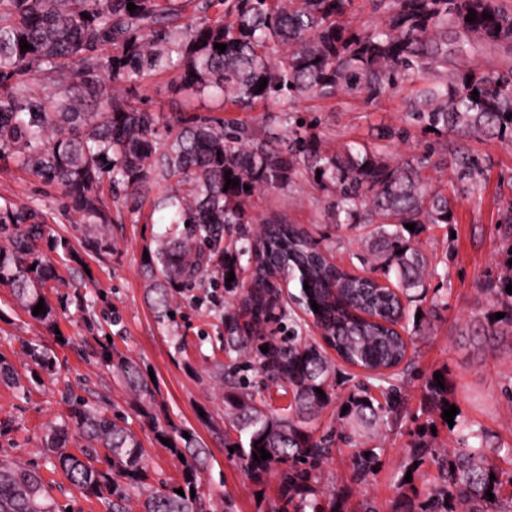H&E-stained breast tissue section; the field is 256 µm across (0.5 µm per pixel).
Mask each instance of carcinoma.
I'll return each mask as SVG.
<instances>
[{"label": "carcinoma", "mask_w": 512, "mask_h": 512, "mask_svg": "<svg viewBox=\"0 0 512 512\" xmlns=\"http://www.w3.org/2000/svg\"><path fill=\"white\" fill-rule=\"evenodd\" d=\"M129 2L136 10H127ZM352 2L0 0V156L61 189L84 228V248L99 255L112 251L109 202H117L122 191L143 197L152 185L164 183L166 193L154 206L179 230L163 236L146 264L158 306L168 308L173 294L195 286L216 259L223 274L234 273L232 285L243 288L238 308L224 313V353L230 358L224 366V450L234 449L230 457L256 484L275 473L274 512H340L336 491L320 486L323 465L335 449L350 447L353 479L367 482L378 453L364 448L362 438L400 415L405 405L402 375L411 337L402 321L406 305L426 292L429 269L426 255L404 235L405 225L418 230L449 224L453 212L448 195L422 174L431 158L445 160L448 146L439 142L422 155L396 161L391 145L407 139L410 129L427 127L512 138V119H506L512 115V70L475 65L448 71L450 57L464 54L472 38L512 41V7L504 0H373L379 18L361 28L349 20ZM471 12L476 16L469 23ZM486 13L492 18H483ZM22 40L33 49H21ZM216 43L227 49L214 48ZM174 69L176 91L219 95L233 112L262 103L274 111L269 122L311 98L374 102L406 85L412 97L403 126L377 127L370 139L331 151L305 120L290 124L281 140L252 121L170 117L129 96L152 75ZM43 73L56 75L57 86L38 85L35 76ZM263 78L267 85L260 91ZM452 167L467 188L482 175L481 161L469 154L456 155ZM228 171L239 181L234 188H225ZM307 180L336 194V210L346 221L371 228L366 274L329 260L285 214L262 221L256 232L248 229L256 223L257 192ZM231 231L243 241L239 256L247 257L245 267L221 247L224 233ZM46 251L80 264L41 210L0 205V283L12 288L29 313L44 301L35 320L52 327L55 307L44 288L57 279V269ZM511 259L512 243L500 272L482 288L504 314L488 324L486 340L498 337L499 325L512 326V294L506 292L512 285ZM379 270L394 282L378 284ZM293 281L299 294L282 297L283 285ZM295 305L312 317L339 359L364 369L342 399L349 410L338 414L334 430L320 433L316 421L335 396L338 370L323 347L303 335V324L293 317ZM286 320L292 322L291 335H266L264 326ZM24 353L46 373L55 370L52 349L28 343ZM95 356L122 374L154 435L169 440L174 456H184L182 482L153 481L138 435L84 403L46 434L43 450L53 465L106 512H127L137 492L146 493L142 512H213L211 499L200 492L205 448L196 436L184 437L147 410L156 390L133 361L104 344ZM247 367L255 368L257 381L240 376ZM0 382L25 391L5 358H0ZM437 382L432 376L426 380L424 398L443 411L448 389ZM271 386L291 395L281 412L260 406ZM375 389L384 402L373 396ZM73 433L81 442L76 454L66 450ZM495 439L463 420L458 447L450 452L418 435L414 458L431 460L439 483L420 508L401 501L393 512H512V496H502L505 486L512 487V471L494 458ZM257 440L271 458L254 460ZM0 512H54L35 469L0 461Z\"/></svg>", "instance_id": "cac0c4a2"}]
</instances>
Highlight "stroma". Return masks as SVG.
<instances>
[{
	"label": "stroma",
	"mask_w": 512,
	"mask_h": 512,
	"mask_svg": "<svg viewBox=\"0 0 512 512\" xmlns=\"http://www.w3.org/2000/svg\"><path fill=\"white\" fill-rule=\"evenodd\" d=\"M406 89L368 103L340 98L333 102L308 101L307 109L318 119L317 135L332 149L363 138L368 129L401 125L407 106ZM133 97L144 107L168 114L224 118L220 99L186 98L173 93L167 74L151 77L136 88ZM449 150L477 156L484 174L478 187H456L450 164H437L428 173L434 184L447 191L454 220L421 233L418 243L436 266L427 278V297L417 302L428 310L433 298L448 307L439 318L423 324L409 347L411 364L406 371V404L395 426L382 428L367 445L381 451L380 464L368 483L352 478V451L336 449L323 469V479L344 498L346 512H355L361 501L375 512H392L402 496L424 494L438 481L434 465H415L411 444L421 425L432 416L422 404L423 388L435 372L448 377V399L462 419L486 428L512 446V402L503 394L512 383V337L503 336L494 346L474 336L476 325L491 320L496 312L482 292L485 281L500 270L507 243L500 215L504 198L512 196V140L449 134ZM33 205L47 216L51 227L69 236L74 249L82 250L83 236L75 231L79 217L65 205L60 189L0 159V204ZM150 198L120 199L112 213V252H84L86 278L62 270L61 283L49 289L59 301L57 332L33 320L14 299L10 288L0 285V356L7 358L21 378H28L31 364L23 353L28 342L52 348L57 366L53 375L29 385L27 396L0 383V420H12L0 432V460L14 459L36 468L47 484L55 512H105L96 499L85 497L64 474L52 469L42 451V440L51 424L68 416L73 403L85 400L121 417L141 439L145 462L154 477L168 483L181 479L180 463L156 440L147 420L136 411L135 399L123 380L98 363L95 352L101 337H111L113 349L132 358L142 371H153L158 393L153 406L159 419L173 421L195 433L205 446L203 488L216 512L231 506L232 512H273L277 479L254 484L224 450V312L237 307L239 290L225 287L222 270L213 266L201 286L175 294L170 315H162L154 303L144 276V252L155 251L164 225L154 223ZM253 212L260 218L287 214L291 223L306 229L334 262L361 273L366 248L358 231L337 226L334 195L309 181L287 190L258 192ZM94 293L93 306L79 308L75 289Z\"/></svg>",
	"instance_id": "35a3bbf8"
}]
</instances>
